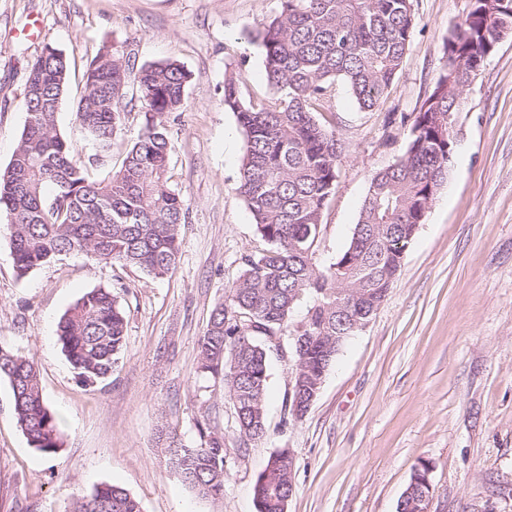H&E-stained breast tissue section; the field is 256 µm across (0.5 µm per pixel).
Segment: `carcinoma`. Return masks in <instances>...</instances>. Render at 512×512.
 Segmentation results:
<instances>
[{"label": "carcinoma", "instance_id": "cac0c4a2", "mask_svg": "<svg viewBox=\"0 0 512 512\" xmlns=\"http://www.w3.org/2000/svg\"><path fill=\"white\" fill-rule=\"evenodd\" d=\"M281 10L257 27L272 95L245 103L236 81H224V107L246 137L237 191L266 243L245 258L229 303L212 312L199 340L198 369L222 376L240 437L267 433L269 336L292 346L290 404L321 391L325 374L359 330L355 319L384 302L407 247L446 183L448 115L456 114L469 80L478 76L512 30V0H475L450 32L444 64L419 111L401 115L408 128L397 160L376 172L357 224L336 261L314 255L325 207L336 195L342 144L315 117L332 83L342 80L358 108L380 105L404 62L416 19L413 0H280ZM68 77L65 54L46 45L31 62L23 93L27 119L5 169H0V217L10 231L13 261L24 277L61 255L90 254L106 263L141 268L156 276L175 265L187 212L169 183L167 125L154 122L138 136L121 168L97 182L73 162L70 143L56 128ZM76 117L95 146L94 159L112 152L134 87L149 111H179L190 74L175 61L138 66L131 56L104 47L92 57ZM306 299L304 320L292 321ZM126 321L110 288L86 292L61 317L57 335L79 380L112 375L126 347ZM0 378L9 382L13 411L30 446L51 455L63 444L58 419L46 403L32 360L0 348ZM200 444L187 446L167 432L169 460L201 496L224 494V435L197 422ZM426 461L415 466L417 484L403 512H414L425 485ZM295 471L285 450L270 456L254 484L258 512H284ZM71 512H142L137 498L110 484L73 502Z\"/></svg>", "mask_w": 512, "mask_h": 512}]
</instances>
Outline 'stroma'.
<instances>
[{"instance_id":"1","label":"stroma","mask_w":512,"mask_h":512,"mask_svg":"<svg viewBox=\"0 0 512 512\" xmlns=\"http://www.w3.org/2000/svg\"><path fill=\"white\" fill-rule=\"evenodd\" d=\"M468 5L414 0L411 46L375 110L360 111L347 86L334 83L321 114L344 152L322 216L319 264L348 244L372 175L400 155L407 131L389 117L419 111ZM279 10L280 0H0V168L26 122L22 92L44 43L68 59L57 129L79 164L92 144L76 107L86 65L102 47L139 65L174 60L190 73L182 111L165 118L170 184L187 208L167 275L67 254L21 278L0 224V347L35 362L63 431L53 456L31 447L0 379V512H68L105 483L136 497L143 512H257L254 482L282 449L296 463L287 512H397L422 460L433 465L430 512H512V37L466 88L448 180L376 316L342 348L308 412L288 418L291 360L272 353L267 435L241 443L221 377L198 370L212 311L227 302L245 257L265 247L236 190L244 134L224 107V79L235 78L244 100L268 99L252 34ZM145 124V104L135 100L111 158L91 176L103 181L118 170ZM99 287L125 310L127 347L107 380L86 385L57 324ZM203 417L225 437L217 498L184 482L159 439L167 429L198 445Z\"/></svg>"}]
</instances>
